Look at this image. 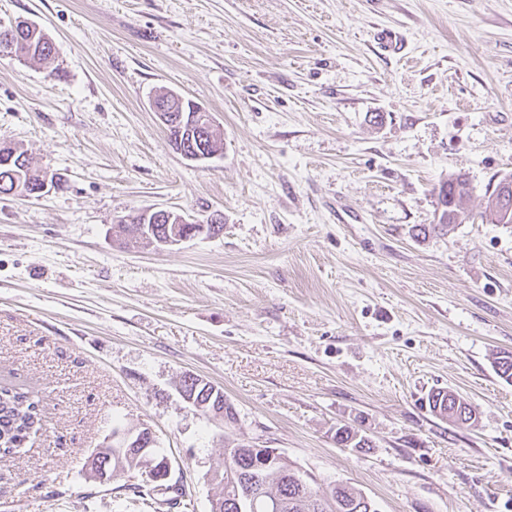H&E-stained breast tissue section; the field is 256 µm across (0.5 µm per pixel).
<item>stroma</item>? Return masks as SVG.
Returning a JSON list of instances; mask_svg holds the SVG:
<instances>
[{"label":"stroma","instance_id":"1","mask_svg":"<svg viewBox=\"0 0 512 512\" xmlns=\"http://www.w3.org/2000/svg\"><path fill=\"white\" fill-rule=\"evenodd\" d=\"M20 19L56 52L0 53V144L62 185L0 195V382L44 424L0 461V512H130L127 475L85 467L115 426L155 434L172 512H211L245 441L377 512H512V224L483 215L512 174V0H0ZM166 91L210 112L220 156L173 150ZM452 173L465 214L416 240ZM154 207L224 231L126 246L117 219ZM186 373L235 422L188 406ZM436 388L476 421L432 414Z\"/></svg>","mask_w":512,"mask_h":512}]
</instances>
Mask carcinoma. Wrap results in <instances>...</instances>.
<instances>
[{"label":"carcinoma","mask_w":512,"mask_h":512,"mask_svg":"<svg viewBox=\"0 0 512 512\" xmlns=\"http://www.w3.org/2000/svg\"><path fill=\"white\" fill-rule=\"evenodd\" d=\"M10 49L18 58L33 60L47 64L54 57L53 42L42 29H29L17 41L13 29L0 25V51ZM7 151L16 152L12 165L0 166V194L21 197L23 192L14 190L15 184L27 185L42 177L50 176L57 181L56 175L35 165L27 151L18 146L8 147ZM457 186L458 192L453 201V207L443 209L437 223L423 224L416 229V237L427 238L429 235H445L454 228L460 216L464 214V205L471 196L467 179L461 174H451L441 181L439 188ZM140 236L127 234L129 225L122 224L120 228L126 232L125 244L135 245L149 243L155 237L166 234L164 224H136ZM179 385L185 392L204 403L203 410L224 403L218 395H211L206 390L202 379L193 375H185ZM428 405L436 416L454 422H470L475 419L471 405L459 394L447 391L439 396L435 392L428 394ZM42 429V418L38 402L28 393L15 388L0 385V458L11 457L20 452L27 439L37 435ZM336 441L353 448L370 447L369 439L348 428L336 430ZM135 451L126 448L119 449L109 445H101L89 457L87 466L91 472H99L101 468H109L114 472H130L134 462ZM223 493L212 505V512H278L274 501L288 503L286 512H328L329 501L342 500L349 509L346 512H376L361 506L358 499L360 491L352 487L335 485L328 491H319L310 486L306 480L293 468L284 463L276 468L265 466L257 454H251L238 445L224 449V469L221 475ZM131 490L142 504L155 499L159 494L163 503L171 504L178 498L185 497L184 487L179 484H167L163 489L144 487L142 484L130 485Z\"/></svg>","instance_id":"1"}]
</instances>
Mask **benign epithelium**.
Here are the masks:
<instances>
[{"label": "benign epithelium", "instance_id": "7a95c632", "mask_svg": "<svg viewBox=\"0 0 512 512\" xmlns=\"http://www.w3.org/2000/svg\"><path fill=\"white\" fill-rule=\"evenodd\" d=\"M161 102L160 98L154 99L152 109L157 112L158 118L165 126L176 131L172 137L173 148L190 162L201 163L216 157V153L211 151L210 135L214 134V121L210 113L166 112L161 107ZM499 190L501 196L498 199L497 210L507 218L512 215V178H505ZM143 218L150 224L174 225L173 232L157 241L161 247L177 246L206 233V225L223 223V217L219 214H214L203 222L184 212L160 207L146 210ZM112 440L121 448L130 446L138 449L137 455L141 456V469L137 475L145 481L152 480L154 473L152 472L153 461L150 458L151 448L144 443L142 434L119 431L112 435Z\"/></svg>", "mask_w": 512, "mask_h": 512}]
</instances>
